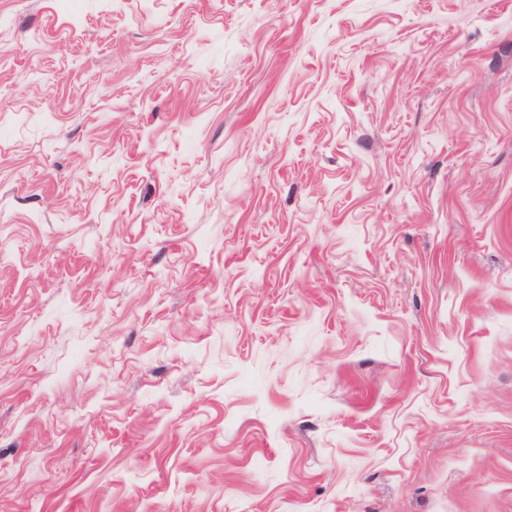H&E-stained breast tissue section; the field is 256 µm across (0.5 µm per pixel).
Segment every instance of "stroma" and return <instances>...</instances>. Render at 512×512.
<instances>
[{
    "mask_svg": "<svg viewBox=\"0 0 512 512\" xmlns=\"http://www.w3.org/2000/svg\"><path fill=\"white\" fill-rule=\"evenodd\" d=\"M0 512H512V0H0Z\"/></svg>",
    "mask_w": 512,
    "mask_h": 512,
    "instance_id": "35a3bbf8",
    "label": "stroma"
}]
</instances>
